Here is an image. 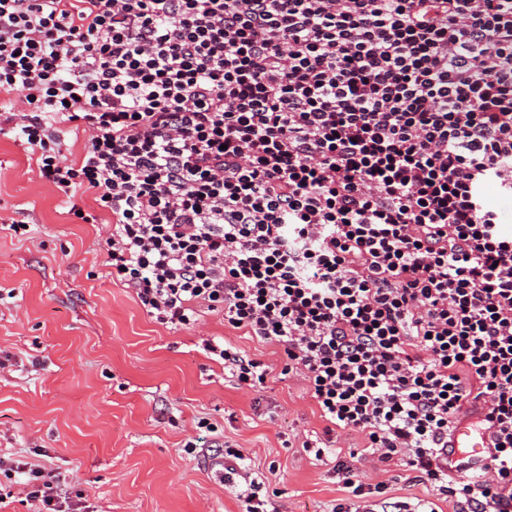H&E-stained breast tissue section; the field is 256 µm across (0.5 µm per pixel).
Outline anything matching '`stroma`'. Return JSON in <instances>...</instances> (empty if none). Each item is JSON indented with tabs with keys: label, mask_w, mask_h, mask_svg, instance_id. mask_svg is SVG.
<instances>
[{
	"label": "stroma",
	"mask_w": 512,
	"mask_h": 512,
	"mask_svg": "<svg viewBox=\"0 0 512 512\" xmlns=\"http://www.w3.org/2000/svg\"><path fill=\"white\" fill-rule=\"evenodd\" d=\"M111 231L74 223L21 141L0 136V457L45 468L95 512H242L253 489L265 512H333L349 497L334 461L364 435H325L279 346L211 313L187 327L157 323L113 279ZM227 340L269 366L263 390L239 385L205 349ZM306 441L325 443L323 457ZM410 476L376 461L356 472L386 485L381 512H457Z\"/></svg>",
	"instance_id": "35a3bbf8"
}]
</instances>
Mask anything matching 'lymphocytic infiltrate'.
Listing matches in <instances>:
<instances>
[{
    "label": "lymphocytic infiltrate",
    "mask_w": 512,
    "mask_h": 512,
    "mask_svg": "<svg viewBox=\"0 0 512 512\" xmlns=\"http://www.w3.org/2000/svg\"><path fill=\"white\" fill-rule=\"evenodd\" d=\"M0 92V135L69 215L111 214L147 314L277 344L321 418L364 434L337 463L353 496L370 455L512 512V235L481 195L512 198V0H0ZM209 352L264 388L260 361ZM472 411L488 462L455 477ZM13 469L42 512L70 506Z\"/></svg>",
    "instance_id": "obj_1"
}]
</instances>
